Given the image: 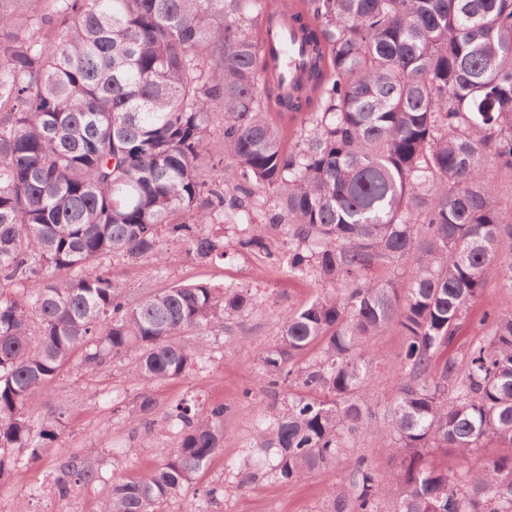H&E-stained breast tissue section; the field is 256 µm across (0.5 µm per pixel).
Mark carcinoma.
<instances>
[{"mask_svg":"<svg viewBox=\"0 0 512 512\" xmlns=\"http://www.w3.org/2000/svg\"><path fill=\"white\" fill-rule=\"evenodd\" d=\"M23 2L0 0V480L61 432L64 403L35 417L27 402L71 366L130 363L128 421L144 419L150 386L211 361L189 337L258 303L208 282L131 299L117 267L176 239L200 264L235 248L326 288L261 356L268 384L296 392L260 417L244 465L297 482L376 433L403 453L395 512H512V309L459 335L490 279L512 299L495 179L512 180V0ZM273 12L306 46L288 94L260 39ZM391 327L400 382L381 404L370 342ZM198 407L175 406V442L112 481L101 512H162L191 487L224 447L227 408ZM490 444L507 452L482 457ZM355 475L333 512H378L389 479ZM101 479L72 455L52 488Z\"/></svg>","mask_w":512,"mask_h":512,"instance_id":"cac0c4a2","label":"carcinoma"}]
</instances>
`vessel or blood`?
Here are the masks:
<instances>
[{"label":"vessel or blood","instance_id":"vessel-or-blood-1","mask_svg":"<svg viewBox=\"0 0 512 512\" xmlns=\"http://www.w3.org/2000/svg\"><path fill=\"white\" fill-rule=\"evenodd\" d=\"M264 47L270 68L281 77L283 90L292 91L305 72L306 48L300 34L287 19L274 17L264 32Z\"/></svg>","mask_w":512,"mask_h":512}]
</instances>
